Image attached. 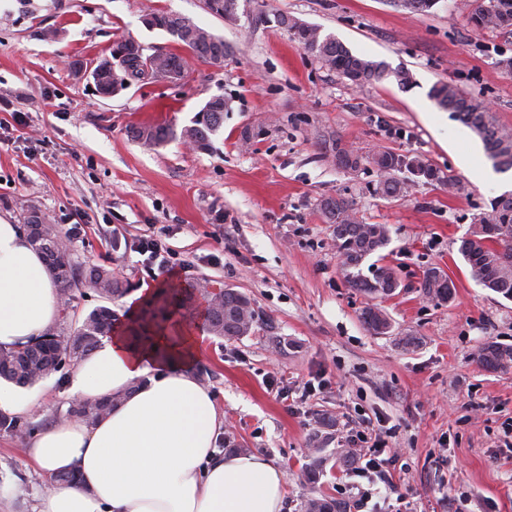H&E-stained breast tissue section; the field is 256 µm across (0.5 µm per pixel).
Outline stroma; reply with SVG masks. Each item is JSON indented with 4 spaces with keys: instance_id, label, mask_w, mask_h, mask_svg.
Returning a JSON list of instances; mask_svg holds the SVG:
<instances>
[{
    "instance_id": "stroma-1",
    "label": "stroma",
    "mask_w": 512,
    "mask_h": 512,
    "mask_svg": "<svg viewBox=\"0 0 512 512\" xmlns=\"http://www.w3.org/2000/svg\"><path fill=\"white\" fill-rule=\"evenodd\" d=\"M464 3L438 0L419 14L391 0H241L227 20L203 0H0V216L21 225L35 207L59 230L81 225L70 243L76 261L110 268L134 292L150 278L131 247L158 237L190 261L182 285L206 281L251 298L260 314L253 335H206L196 374L224 415L216 450L230 434L278 465L283 512H301L310 494L303 467L321 413L336 420L335 448L378 418L395 424L402 512H512L503 448L512 370L489 371L475 358L484 343L512 345V299L473 280L458 252L512 170L474 182L466 163L486 161L481 139L429 96L435 84H454L512 131V73L498 65L512 56V32L474 27ZM154 9L222 37L223 65L193 60L180 84H134L108 99L74 76L71 61L109 56L121 37L179 52L168 34L143 26ZM281 14L360 57L409 69L413 87L391 77L350 85L277 26ZM215 95L230 110L214 152L177 139L153 149L130 134L138 124L182 129ZM338 142L365 156L419 158L440 177L381 196L372 165H337ZM337 195L365 223L391 229L384 253L400 286L381 303L390 334L364 325L372 300L351 288L319 211L322 197ZM430 265L450 277V301L421 294ZM274 336L293 348L278 350ZM405 336L416 337L414 348L402 346ZM65 379L60 371L35 384L31 433L0 430V484L18 489L0 512H35L49 485L26 448L72 406Z\"/></svg>"
}]
</instances>
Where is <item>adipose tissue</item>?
I'll return each instance as SVG.
<instances>
[{"mask_svg": "<svg viewBox=\"0 0 512 512\" xmlns=\"http://www.w3.org/2000/svg\"><path fill=\"white\" fill-rule=\"evenodd\" d=\"M168 275L130 297L125 321L75 366L68 393L118 401L98 421L64 420L27 452L43 472H76L74 486L43 494L39 512H282L283 471L259 454L218 456L223 423L195 366L202 335L178 319L136 342L144 304L175 288ZM60 286L18 225L0 217V348L42 336L57 320Z\"/></svg>", "mask_w": 512, "mask_h": 512, "instance_id": "1", "label": "adipose tissue"}]
</instances>
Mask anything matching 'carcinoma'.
<instances>
[{
    "instance_id": "obj_1",
    "label": "carcinoma",
    "mask_w": 512,
    "mask_h": 512,
    "mask_svg": "<svg viewBox=\"0 0 512 512\" xmlns=\"http://www.w3.org/2000/svg\"><path fill=\"white\" fill-rule=\"evenodd\" d=\"M208 11L216 16L232 19L237 17L238 0H205ZM470 22L479 28H503L512 26V0H470L465 4ZM278 26L287 31L308 53L328 65L346 78L352 85L361 86L373 81L394 77L397 84L408 88L413 78L406 69L392 70L383 62L362 58L332 36H323L320 31L299 19L280 14ZM144 26L161 30L170 35L174 42L189 52L191 57L214 65L224 63L226 47L224 39L190 22L176 12L155 10L148 13ZM109 67V60L98 61L100 81L112 83L116 93L125 85L138 82L140 74L137 56L123 58ZM430 98L443 110L450 112L475 132L486 146L489 158L499 171L512 169V132L496 122L490 110L481 100L462 92L451 83H439L432 87ZM229 111L228 102L218 95L211 97L203 106L204 118H193L192 125L176 133L170 125L141 124L131 128V136L148 147L157 148L170 140L180 137L198 151H209L213 136L224 125V113ZM338 165L345 169H357L370 160L380 174L375 192L383 196L398 197L408 193L409 183L395 177V173L407 170L415 178L433 180L436 173L430 166L416 158L391 152H380L368 159L341 145H336ZM319 210L326 223L332 227L333 239L341 265L351 287L372 297L383 299L394 294L399 279L394 267L372 263L368 274H363L362 265L367 258L385 248L391 238L386 224H366L357 217L353 204L339 195L324 197ZM26 224H41V230H29L31 245L39 251L61 286L63 296L79 283L85 282L94 288L102 298L110 301L121 297L126 288L112 276V270L99 265L80 267L72 253L59 246L61 232L54 224L46 223L45 215L36 208L30 209ZM479 224L491 225L494 241L487 244L485 235L477 227L460 240L458 252L470 267L471 277L507 299L512 298V194L497 197L491 204V212L479 220ZM445 277V270L437 265L422 272L419 288L426 297L446 302L451 299L446 288H433L431 281ZM185 301L184 292L178 289L171 295L164 294L155 299L146 309L144 321L162 322L171 313V308ZM116 314L109 306L93 309L77 323L72 333L63 336L56 331L48 333L49 340L10 350H0V378L18 386L33 385L67 365L76 364L86 353L94 349L101 338L106 336L115 321ZM362 319L367 329L376 334H385L391 329L390 318L381 308L372 305L364 309ZM259 321L252 300L245 293L234 288H218L212 294L211 308L205 327L213 335L227 340H236L254 332ZM477 358L486 369L504 372L512 368V346L489 342L480 347ZM119 400L114 396L100 402H83L68 411L89 423L102 417L112 404ZM320 429L309 439L310 462L305 466V476L315 485L324 475L326 458L321 456L325 445L331 439L335 419L321 414L318 417ZM303 512H348L344 501L323 495H311L303 503Z\"/></svg>"
}]
</instances>
